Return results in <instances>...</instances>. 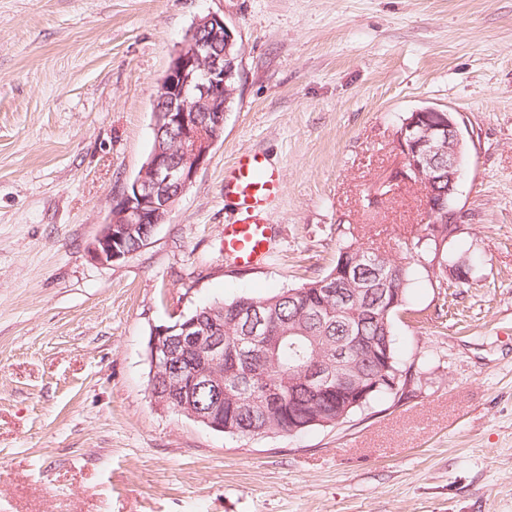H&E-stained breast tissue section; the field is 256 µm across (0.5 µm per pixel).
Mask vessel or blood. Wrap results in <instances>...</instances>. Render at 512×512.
Here are the masks:
<instances>
[{
	"instance_id": "b4317fda",
	"label": "vessel or blood",
	"mask_w": 512,
	"mask_h": 512,
	"mask_svg": "<svg viewBox=\"0 0 512 512\" xmlns=\"http://www.w3.org/2000/svg\"><path fill=\"white\" fill-rule=\"evenodd\" d=\"M279 188L277 171L259 151L242 154L226 173L224 193L233 196L240 219L224 227V252L236 264L250 266L268 255L271 228L257 216Z\"/></svg>"
}]
</instances>
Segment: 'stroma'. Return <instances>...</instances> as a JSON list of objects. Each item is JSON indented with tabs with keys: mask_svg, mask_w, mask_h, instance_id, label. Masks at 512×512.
<instances>
[{
	"mask_svg": "<svg viewBox=\"0 0 512 512\" xmlns=\"http://www.w3.org/2000/svg\"><path fill=\"white\" fill-rule=\"evenodd\" d=\"M209 13L242 48L224 133L149 245L95 263L157 82ZM424 106L465 121L448 250L473 279L448 303L414 276L402 397L250 441L157 409L153 327L419 234L422 187L390 177ZM255 150L281 191L245 267L224 170ZM0 512H512V0H0Z\"/></svg>",
	"mask_w": 512,
	"mask_h": 512,
	"instance_id": "obj_1",
	"label": "stroma"
}]
</instances>
